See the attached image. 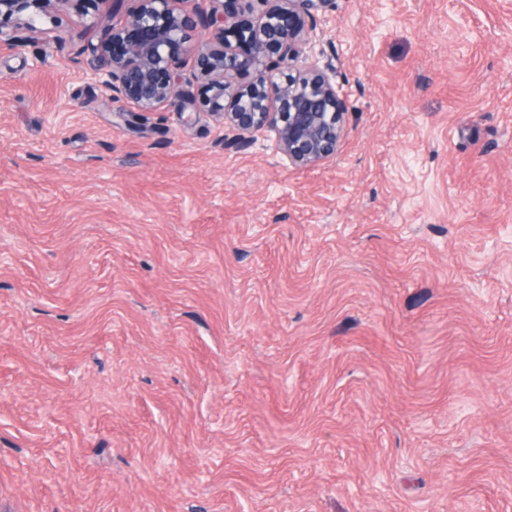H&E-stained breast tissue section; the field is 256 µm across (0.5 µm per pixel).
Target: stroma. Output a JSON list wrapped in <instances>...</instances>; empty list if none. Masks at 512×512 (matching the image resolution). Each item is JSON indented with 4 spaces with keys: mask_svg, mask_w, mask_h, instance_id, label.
<instances>
[{
    "mask_svg": "<svg viewBox=\"0 0 512 512\" xmlns=\"http://www.w3.org/2000/svg\"><path fill=\"white\" fill-rule=\"evenodd\" d=\"M318 22L312 169L0 46V512H512V0Z\"/></svg>",
    "mask_w": 512,
    "mask_h": 512,
    "instance_id": "stroma-1",
    "label": "stroma"
}]
</instances>
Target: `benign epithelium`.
Listing matches in <instances>:
<instances>
[{"mask_svg": "<svg viewBox=\"0 0 512 512\" xmlns=\"http://www.w3.org/2000/svg\"><path fill=\"white\" fill-rule=\"evenodd\" d=\"M63 0H0V45L24 47L48 34L43 21ZM124 19L98 27L76 54L110 105L140 112L203 107L248 143L270 130L295 167L336 157L348 95L336 86L339 58L309 61L324 29L316 14L330 0H137ZM193 68L187 69V60ZM282 80H277V76Z\"/></svg>", "mask_w": 512, "mask_h": 512, "instance_id": "obj_1", "label": "benign epithelium"}]
</instances>
